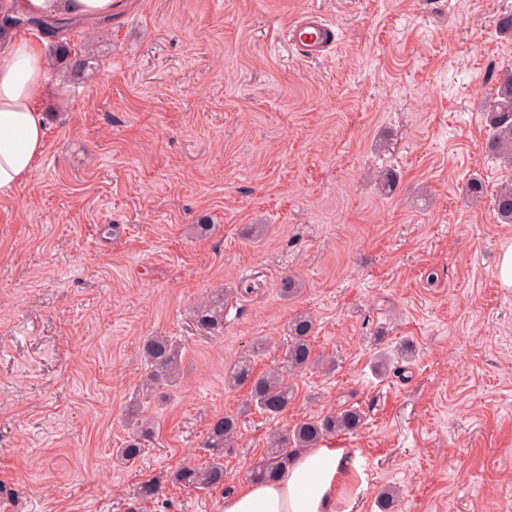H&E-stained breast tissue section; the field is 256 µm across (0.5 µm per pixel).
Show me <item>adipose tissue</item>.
Instances as JSON below:
<instances>
[{
	"label": "adipose tissue",
	"instance_id": "1",
	"mask_svg": "<svg viewBox=\"0 0 512 512\" xmlns=\"http://www.w3.org/2000/svg\"><path fill=\"white\" fill-rule=\"evenodd\" d=\"M115 0H5L0 13L32 17H110ZM45 45L0 41V196L29 181L45 141L38 100L51 79ZM350 457L342 448L295 454L277 480L249 482L224 499V512H352Z\"/></svg>",
	"mask_w": 512,
	"mask_h": 512
}]
</instances>
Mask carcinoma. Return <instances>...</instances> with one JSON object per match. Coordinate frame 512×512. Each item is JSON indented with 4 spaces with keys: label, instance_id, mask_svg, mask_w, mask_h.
Masks as SVG:
<instances>
[{
    "label": "carcinoma",
    "instance_id": "obj_1",
    "mask_svg": "<svg viewBox=\"0 0 512 512\" xmlns=\"http://www.w3.org/2000/svg\"><path fill=\"white\" fill-rule=\"evenodd\" d=\"M7 22L14 29L36 28L57 38L52 45L54 63L61 66L71 78L79 79L91 68L89 58L76 53L69 40L59 37V33L70 28L73 21L43 20L17 15L7 19ZM486 112L487 122L492 130L485 144L486 153L512 167L511 71L503 73L495 95L488 102ZM493 207L501 223L512 224V177L504 180L495 190ZM194 321L204 332L223 329L224 301L215 300L198 306L194 312ZM313 329V320L306 314H300L291 321L285 351L287 370L277 368L256 375L252 360L243 357L227 373L226 383L231 387H248L247 406H253L272 417L282 414L296 396L290 374L309 368L317 362L310 342ZM142 353L150 367L147 386L177 381L182 359L181 345L177 341L168 336H150L143 344ZM129 418L132 431L123 447L116 450L117 458L125 462L141 454L156 428L155 420L137 409L129 412ZM239 420L238 414H225L214 419L203 440V447L207 448L210 460L203 466L185 465L179 468L172 475L173 481L199 490L224 486V453L233 446L240 427ZM364 421L365 415L360 409L348 406L301 421L289 434L272 435L265 455L248 471L249 480L268 482L275 479L288 464L292 451L316 448L325 437L339 432H354L363 426Z\"/></svg>",
    "mask_w": 512,
    "mask_h": 512
}]
</instances>
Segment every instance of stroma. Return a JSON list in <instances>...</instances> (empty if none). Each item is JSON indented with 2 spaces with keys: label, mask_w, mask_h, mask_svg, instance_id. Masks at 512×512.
Wrapping results in <instances>:
<instances>
[{
  "label": "stroma",
  "mask_w": 512,
  "mask_h": 512,
  "mask_svg": "<svg viewBox=\"0 0 512 512\" xmlns=\"http://www.w3.org/2000/svg\"><path fill=\"white\" fill-rule=\"evenodd\" d=\"M507 9L119 0L106 25L77 19L67 36L92 67L53 74L34 174L0 197V512H124L148 480L159 493L140 512H224L269 434L348 404L364 425L324 443L363 475L357 512H380L387 487L390 512H512V288L498 278L512 224L489 198L512 169L486 154L483 112L512 68L495 27ZM304 10L336 24L330 55L288 46ZM287 277L302 285L290 299ZM216 297L224 328L202 332L193 311ZM301 313L334 368L295 373L283 414H246L223 487L173 483L247 398L225 374L258 341L255 373L281 366ZM151 336L183 356L179 382L149 393ZM131 408L157 430L125 463L112 451Z\"/></svg>",
  "instance_id": "35a3bbf8"
}]
</instances>
